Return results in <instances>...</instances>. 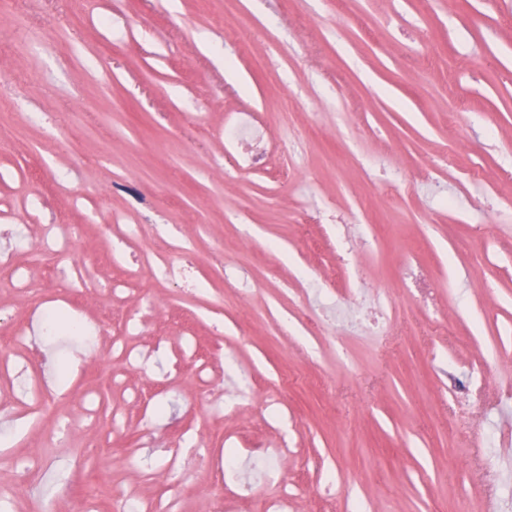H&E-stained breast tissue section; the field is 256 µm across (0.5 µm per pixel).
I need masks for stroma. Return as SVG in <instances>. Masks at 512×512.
<instances>
[{
    "instance_id": "obj_1",
    "label": "stroma",
    "mask_w": 512,
    "mask_h": 512,
    "mask_svg": "<svg viewBox=\"0 0 512 512\" xmlns=\"http://www.w3.org/2000/svg\"><path fill=\"white\" fill-rule=\"evenodd\" d=\"M241 2L238 26L224 0L0 10V123L17 130L0 143V225L80 228L69 258L19 252L30 300L0 270V354L38 302L99 330L92 350L35 345L29 370L79 369L41 415L0 417V498L13 512H115L174 493L182 512H265L286 486L292 512H512V0ZM240 113L270 148L257 171L236 169L224 142ZM115 218L141 225V255L165 247L154 225L189 239L200 267L222 264L223 293L184 294L113 259ZM74 262L94 297L69 287ZM115 280L131 284L125 304ZM364 297L396 307L386 329L321 321ZM142 309L151 326L130 342L175 349L189 332L193 360L154 357L102 387L121 367L112 336ZM163 403L180 409L182 442L148 420ZM64 421L78 431L67 444ZM148 424L163 445L144 469ZM197 443L211 462L171 472L169 455ZM228 448L283 449L277 481L227 490L215 459Z\"/></svg>"
}]
</instances>
